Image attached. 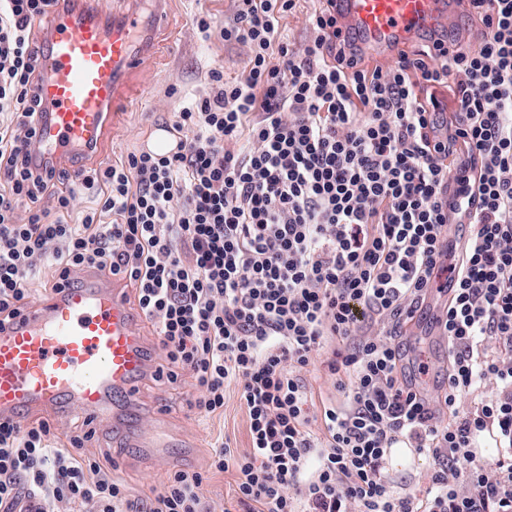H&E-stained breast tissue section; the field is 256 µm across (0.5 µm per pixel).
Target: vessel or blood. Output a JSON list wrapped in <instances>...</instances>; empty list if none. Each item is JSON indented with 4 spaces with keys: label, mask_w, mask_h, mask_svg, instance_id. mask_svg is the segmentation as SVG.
<instances>
[{
    "label": "vessel or blood",
    "mask_w": 512,
    "mask_h": 512,
    "mask_svg": "<svg viewBox=\"0 0 512 512\" xmlns=\"http://www.w3.org/2000/svg\"><path fill=\"white\" fill-rule=\"evenodd\" d=\"M164 0L104 19L94 0H69L43 19L47 48L35 66L44 108L33 154L60 168L87 158L109 138L111 119L135 98L130 78L168 25ZM470 0H335L339 38L363 54L388 55L419 41L450 45L462 32ZM170 129L142 143L146 151L176 152ZM145 316L125 281L84 270L78 286H61L0 325V417H58L71 409L99 420L119 403L138 405L142 384L157 365L147 354ZM151 462L167 454L159 436L107 427Z\"/></svg>",
    "instance_id": "vessel-or-blood-1"
}]
</instances>
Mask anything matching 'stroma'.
Masks as SVG:
<instances>
[{
  "mask_svg": "<svg viewBox=\"0 0 512 512\" xmlns=\"http://www.w3.org/2000/svg\"><path fill=\"white\" fill-rule=\"evenodd\" d=\"M173 7L179 26L171 48L159 57L155 67L145 68L137 75V83L144 87L141 102L121 121L110 144L107 164L118 163L121 156L139 147L154 127L168 120L171 112L202 96L214 65H223L224 76L229 80L239 78L245 69L249 54L246 45L204 36L193 26L194 18L202 14L231 21L236 10L234 0H173ZM404 337L414 346L419 360L434 368L433 373L422 377L423 388L428 392L437 389L444 379L441 368L448 359L445 347L427 336L415 321L407 323ZM195 395L189 375H182L174 384L152 379L142 386L141 412L129 417L130 423L148 428L152 425L150 408H166L167 434L173 443L167 470L206 469L214 446L226 438L240 448L247 444L245 415L236 401L227 403L223 416L204 418L190 407ZM88 446L106 457L113 477L128 485L135 495L146 499L160 490L163 477L156 469L124 466V458L136 457V449L119 447L98 433Z\"/></svg>",
  "mask_w": 512,
  "mask_h": 512,
  "instance_id": "stroma-1",
  "label": "stroma"
}]
</instances>
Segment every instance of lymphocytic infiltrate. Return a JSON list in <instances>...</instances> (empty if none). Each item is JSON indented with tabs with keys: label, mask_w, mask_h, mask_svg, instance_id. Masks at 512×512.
I'll return each instance as SVG.
<instances>
[{
	"label": "lymphocytic infiltrate",
	"mask_w": 512,
	"mask_h": 512,
	"mask_svg": "<svg viewBox=\"0 0 512 512\" xmlns=\"http://www.w3.org/2000/svg\"><path fill=\"white\" fill-rule=\"evenodd\" d=\"M51 0H0V322L29 303L37 263L56 281L94 267L130 282L176 383L198 413L237 398L248 446L222 442L208 469L132 496L87 435L0 420V512H216L203 489L230 474L241 512H512V0H474L475 48L436 44L367 67L337 39L333 0L305 49L279 19L297 0H236L199 33L248 46L240 78L172 114L173 154L131 151L72 176L33 166L41 102L33 26ZM451 85L448 137L431 141L436 87ZM53 204L39 208L42 199ZM467 225L448 249V218ZM447 271L451 360L427 397L401 328ZM346 403L317 404L311 368ZM463 398L467 411L442 420ZM498 449L478 460L483 439ZM433 462L417 498L385 476L393 448Z\"/></svg>",
	"instance_id": "obj_1"
}]
</instances>
